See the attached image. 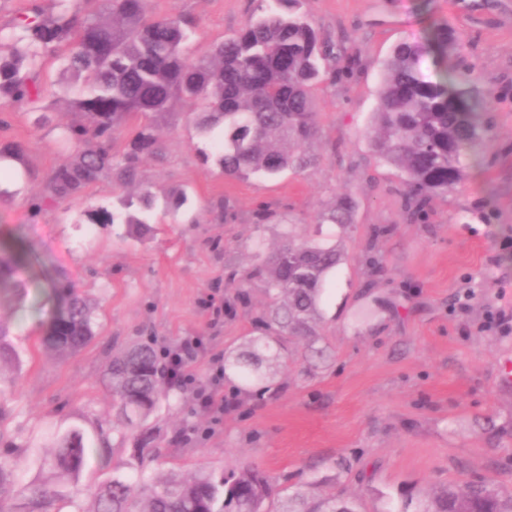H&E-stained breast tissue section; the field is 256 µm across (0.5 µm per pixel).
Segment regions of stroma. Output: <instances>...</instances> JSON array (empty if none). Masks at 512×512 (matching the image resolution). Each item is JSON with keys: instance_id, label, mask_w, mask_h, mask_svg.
Masks as SVG:
<instances>
[{"instance_id": "35a3bbf8", "label": "stroma", "mask_w": 512, "mask_h": 512, "mask_svg": "<svg viewBox=\"0 0 512 512\" xmlns=\"http://www.w3.org/2000/svg\"><path fill=\"white\" fill-rule=\"evenodd\" d=\"M157 16L190 17L192 55L231 36L261 8L260 0H151ZM321 36L356 58L353 73L315 90L319 134L315 164L277 178L235 179L203 163L189 107L175 103L157 116L159 152L140 166L139 185L158 199L183 189L193 210L157 208L147 232L74 222L89 206L109 205L121 189L105 179L84 199L49 209L39 223L26 214L28 196L70 158L56 127L72 114L56 104L38 126L27 106L0 103V143L20 144L28 176L19 194L0 200V254L15 258L12 282L0 284V320L20 352L0 365L15 378L4 398L6 430L33 436L39 458L53 434L76 415H112L103 382L115 349L149 336L160 344L198 336L204 349L191 363L209 379L224 355L256 334L265 303L250 286V308L219 312L230 269L251 262L256 236L278 243L281 225L254 228L266 207L291 214L302 235H333L344 258L326 285L319 330L329 361L306 373L289 363L275 399L245 402L215 416L191 396L161 409L162 458L187 475L256 463L290 487L319 482L345 491L365 512H397L404 497L475 479L512 491V387L501 380L512 361V0H305ZM461 38L459 80L486 96L489 149L457 189L433 195L425 222H409L397 170L377 157L367 132L380 90V70L394 45L424 37L431 25ZM354 200L353 223L332 229L320 214L342 193ZM227 198L234 217L205 213ZM73 282L99 309L100 334L65 358L36 347L59 305L52 286ZM352 470L337 471L338 459Z\"/></svg>"}]
</instances>
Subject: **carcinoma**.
Listing matches in <instances>:
<instances>
[{
    "instance_id": "carcinoma-1",
    "label": "carcinoma",
    "mask_w": 512,
    "mask_h": 512,
    "mask_svg": "<svg viewBox=\"0 0 512 512\" xmlns=\"http://www.w3.org/2000/svg\"><path fill=\"white\" fill-rule=\"evenodd\" d=\"M86 2L33 0L9 30L0 28V100L37 107L46 96L39 69L46 58L61 56L65 77L55 82L54 95L75 113L57 133V141L75 153L52 171L40 193L27 198L32 222L105 177L121 187L134 185L141 162L159 151L153 118L176 100L192 106L189 122L210 143L199 149L202 160L214 162L228 177L273 179L316 161L306 151L318 133L313 89L342 69L336 68L335 46L320 38L302 11L303 0H264L243 29L196 58L185 53L195 35L189 19L155 17L150 0H100L95 11ZM460 48V37L438 26L427 37L396 44L382 64L369 143L399 169L412 220L424 214L430 195L466 180L480 144L483 104L457 84L454 59ZM428 57L442 68L441 78L424 74ZM133 117L142 122L118 152L115 142ZM156 208V197L142 188L116 206H92L84 216L90 224L146 226ZM352 211L346 195L321 212V223L346 227ZM280 222L284 232L276 246L269 249L259 238L248 246L253 262L243 270L242 287L224 302V311L233 315L249 305L244 286L256 282L264 289L262 333L245 337L242 349L224 359V378L255 402L278 396L283 386L275 377L288 356L308 362L320 354L315 344L322 290L342 260L336 244L296 234L284 216ZM55 290L61 306L39 345L71 355L97 337L96 317L72 285L58 284ZM296 338L307 342L304 351H289ZM157 345L151 336L112 354L107 376L113 436L101 421L87 430L79 417L78 424L55 433V453L39 461L40 478L26 485L18 484L15 470L30 455L33 440L11 444L12 459L0 461L1 504L13 509L23 503L26 512H57L65 499L73 512H360L356 500L324 495L314 486L289 495L280 507L279 479L252 462L220 474L145 476L146 464L161 458L151 418L164 399L188 392L176 367L177 347ZM18 359L9 327L0 321V362ZM91 448L102 460L116 461L112 478L83 491L49 481L47 469L78 482ZM485 509L512 512V493L475 481L465 496L453 484L431 497L406 498L398 512Z\"/></svg>"
}]
</instances>
